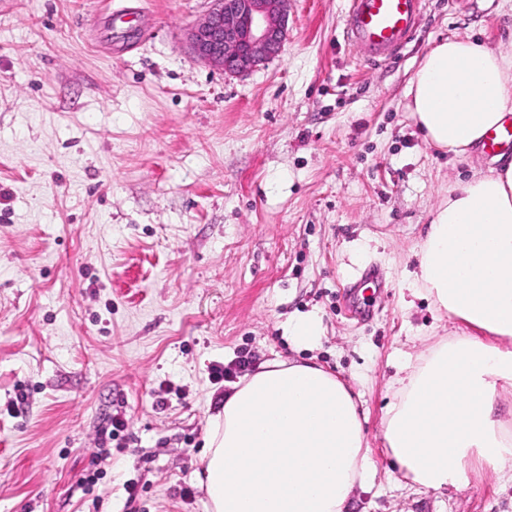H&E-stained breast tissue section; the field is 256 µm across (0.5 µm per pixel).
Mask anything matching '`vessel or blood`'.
Here are the masks:
<instances>
[{
    "label": "vessel or blood",
    "mask_w": 512,
    "mask_h": 512,
    "mask_svg": "<svg viewBox=\"0 0 512 512\" xmlns=\"http://www.w3.org/2000/svg\"><path fill=\"white\" fill-rule=\"evenodd\" d=\"M423 0H349L346 34L369 61L392 58L413 33ZM512 149V125L491 130L482 149L496 155Z\"/></svg>",
    "instance_id": "1"
}]
</instances>
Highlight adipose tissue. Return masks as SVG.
<instances>
[{
	"mask_svg": "<svg viewBox=\"0 0 512 512\" xmlns=\"http://www.w3.org/2000/svg\"><path fill=\"white\" fill-rule=\"evenodd\" d=\"M406 98L428 142L464 155L512 114V61L467 38L441 40ZM417 256L410 299L470 332L397 364L383 442L422 488L461 486L475 456L512 484V159L449 187ZM201 462L206 512H348L373 478L356 399L312 362L271 360L235 383Z\"/></svg>",
	"mask_w": 512,
	"mask_h": 512,
	"instance_id": "obj_1",
	"label": "adipose tissue"
}]
</instances>
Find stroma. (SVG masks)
<instances>
[{"mask_svg":"<svg viewBox=\"0 0 512 512\" xmlns=\"http://www.w3.org/2000/svg\"><path fill=\"white\" fill-rule=\"evenodd\" d=\"M209 7L0 0V512H205L210 372L245 351L359 394L376 475L352 512H512L478 462L465 489L412 487L381 435L394 360L468 332L403 295L449 185L493 165L425 142L408 82L445 37L511 57L512 0H424L375 65L348 0H292L281 53L243 77L184 48ZM372 266L388 286L363 319L341 285ZM308 313L323 334L299 348L288 324ZM111 428V429H110ZM126 430V422L123 418H120L119 415L112 416L108 426L100 429L95 438V449L97 450V457H109L112 455L111 448H106L109 440H113V437H118L120 432Z\"/></svg>","mask_w":512,"mask_h":512,"instance_id":"obj_1","label":"stroma"}]
</instances>
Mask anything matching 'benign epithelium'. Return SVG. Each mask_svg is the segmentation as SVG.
<instances>
[{
	"label": "benign epithelium",
	"mask_w": 512,
	"mask_h": 512,
	"mask_svg": "<svg viewBox=\"0 0 512 512\" xmlns=\"http://www.w3.org/2000/svg\"><path fill=\"white\" fill-rule=\"evenodd\" d=\"M186 36L191 53L230 75H245L279 55L290 0H210Z\"/></svg>",
	"instance_id": "1"
}]
</instances>
